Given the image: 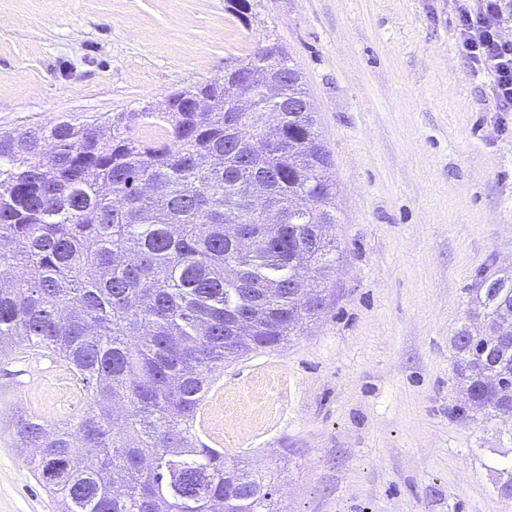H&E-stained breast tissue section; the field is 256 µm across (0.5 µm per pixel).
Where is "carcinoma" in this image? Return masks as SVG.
I'll list each match as a JSON object with an SVG mask.
<instances>
[{
	"mask_svg": "<svg viewBox=\"0 0 512 512\" xmlns=\"http://www.w3.org/2000/svg\"><path fill=\"white\" fill-rule=\"evenodd\" d=\"M279 95L245 130L233 77L120 122L0 135V355L47 350L83 385L70 427L16 415V435L62 512H283L263 476L192 431L224 360L298 336L336 266V186L302 73L284 50L243 59ZM262 184L284 223L248 205ZM454 336L458 410L512 417V271L469 290ZM493 471L512 497V459Z\"/></svg>",
	"mask_w": 512,
	"mask_h": 512,
	"instance_id": "obj_1",
	"label": "carcinoma"
}]
</instances>
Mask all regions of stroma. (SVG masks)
I'll return each instance as SVG.
<instances>
[{
  "label": "stroma",
  "mask_w": 512,
  "mask_h": 512,
  "mask_svg": "<svg viewBox=\"0 0 512 512\" xmlns=\"http://www.w3.org/2000/svg\"><path fill=\"white\" fill-rule=\"evenodd\" d=\"M0 0V133L142 111L278 42L332 157L339 260L320 316L211 375L200 445L284 512H512L489 468L512 420L457 415L468 291L512 269V112L456 40V0ZM85 392L45 351L0 358V512H60L20 450L25 410Z\"/></svg>",
  "instance_id": "1"
}]
</instances>
